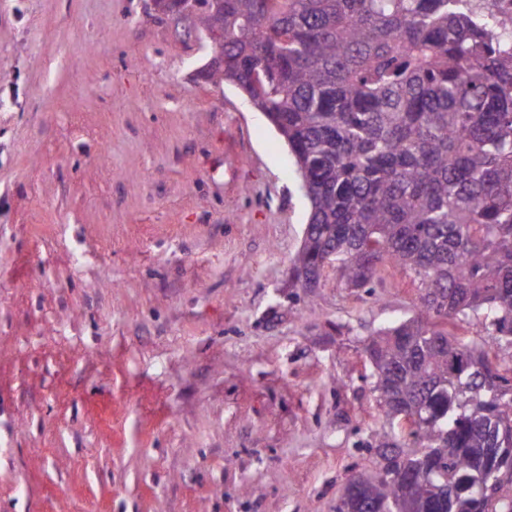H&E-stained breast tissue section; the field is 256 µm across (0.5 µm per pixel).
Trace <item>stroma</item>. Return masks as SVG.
Wrapping results in <instances>:
<instances>
[{
	"instance_id": "35a3bbf8",
	"label": "stroma",
	"mask_w": 512,
	"mask_h": 512,
	"mask_svg": "<svg viewBox=\"0 0 512 512\" xmlns=\"http://www.w3.org/2000/svg\"><path fill=\"white\" fill-rule=\"evenodd\" d=\"M211 44L152 0H0V512H335L419 315L291 280L308 202Z\"/></svg>"
}]
</instances>
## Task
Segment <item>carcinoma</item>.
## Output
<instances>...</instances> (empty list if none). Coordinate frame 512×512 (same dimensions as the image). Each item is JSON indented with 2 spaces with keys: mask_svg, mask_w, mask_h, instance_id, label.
<instances>
[{
  "mask_svg": "<svg viewBox=\"0 0 512 512\" xmlns=\"http://www.w3.org/2000/svg\"><path fill=\"white\" fill-rule=\"evenodd\" d=\"M284 139L310 203L292 279L348 288L389 263L426 318L370 335L372 392L403 440L336 512H512V17L487 0H192ZM463 322L471 335L448 325Z\"/></svg>",
  "mask_w": 512,
  "mask_h": 512,
  "instance_id": "carcinoma-1",
  "label": "carcinoma"
}]
</instances>
